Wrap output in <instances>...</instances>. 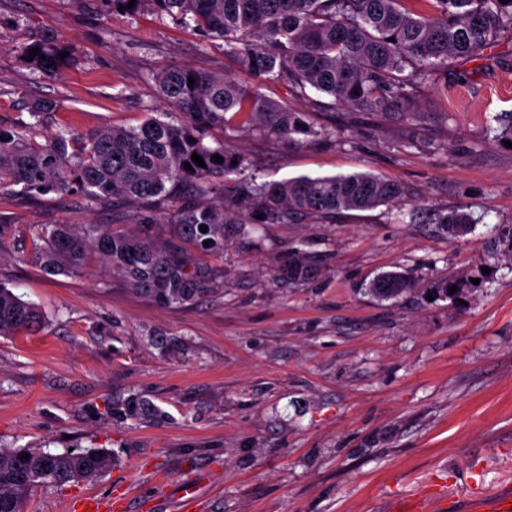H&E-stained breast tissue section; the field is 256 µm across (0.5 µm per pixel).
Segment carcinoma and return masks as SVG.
Segmentation results:
<instances>
[{"mask_svg": "<svg viewBox=\"0 0 512 512\" xmlns=\"http://www.w3.org/2000/svg\"><path fill=\"white\" fill-rule=\"evenodd\" d=\"M107 2L116 13L151 9L175 22L192 20L203 37L223 40L224 52L237 56L252 80L168 66L155 82L183 121L149 118L132 129L101 127L79 149L67 131L40 143L0 125V186L16 185L22 194L80 187L93 202L134 207V225L127 230L110 224L41 225L31 236L30 259L49 276H78L94 254L133 292L162 306L192 304L223 288L208 260L224 257V225L244 223V210L253 224L319 222L404 195L399 184L369 172L262 184L242 177L245 158L222 139L208 142L211 131L226 135L246 128L287 143L330 136L314 130L302 113L262 96L259 82L281 80L300 93L310 88L364 111H406L448 61L476 56L512 32V0H421L426 9L420 12L407 7L411 0H134L130 9L129 0ZM20 60L52 76L72 65L76 52L66 38L42 34L23 44ZM194 153L205 166L192 161ZM215 154L223 162L213 161ZM438 221L456 236L472 218L454 211ZM279 267L291 283L315 273L300 249L283 254ZM414 288L408 272L387 271L369 283L368 292L397 300ZM44 324L35 304L0 283V336L35 335ZM111 467L112 458L98 449L0 448V512H21L26 495L44 482L36 478L39 472H50L47 482L63 487L93 480Z\"/></svg>", "mask_w": 512, "mask_h": 512, "instance_id": "1", "label": "carcinoma"}]
</instances>
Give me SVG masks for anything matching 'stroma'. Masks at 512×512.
Here are the masks:
<instances>
[{"mask_svg":"<svg viewBox=\"0 0 512 512\" xmlns=\"http://www.w3.org/2000/svg\"><path fill=\"white\" fill-rule=\"evenodd\" d=\"M55 32L79 62L44 79L19 50ZM171 65L244 78L221 40L106 0H0V125L76 138L155 117L179 121L154 74ZM267 99L305 114L331 140L229 145L245 177L272 182L367 171L402 200L325 223L226 229L221 292L161 306L99 263L48 276L26 259L41 224L125 227L132 209L84 194L0 190V281L46 318L35 336L0 337V448L107 452L90 482L37 486L22 512H72L79 496L127 492V512H391L410 495L425 512H471L512 488V148L496 117L512 112V38L453 60L407 112H363L265 81ZM41 101L53 110L33 119ZM476 222L449 238L437 215ZM292 248L318 265L283 282ZM420 283L396 303L365 287L378 273ZM456 281L457 299L426 286ZM197 493L184 510L181 492Z\"/></svg>","mask_w":512,"mask_h":512,"instance_id":"stroma-1","label":"stroma"}]
</instances>
